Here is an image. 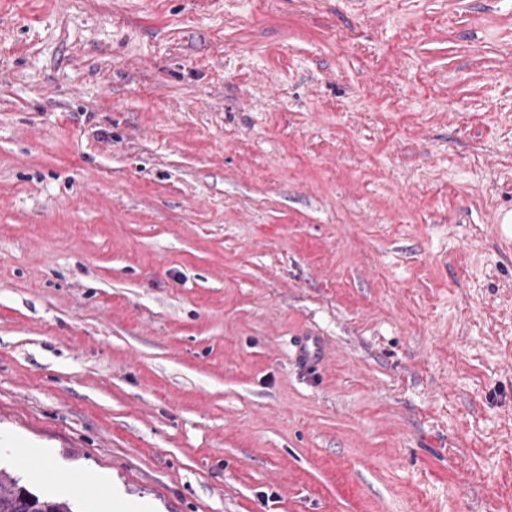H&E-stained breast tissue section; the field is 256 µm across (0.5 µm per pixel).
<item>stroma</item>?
<instances>
[{
    "label": "stroma",
    "mask_w": 512,
    "mask_h": 512,
    "mask_svg": "<svg viewBox=\"0 0 512 512\" xmlns=\"http://www.w3.org/2000/svg\"><path fill=\"white\" fill-rule=\"evenodd\" d=\"M0 436L74 512H512V0H0ZM82 493L90 496L97 506L96 512H140L129 510L136 508L126 505V498L118 491L112 489L108 482L101 480L95 475H85L82 478Z\"/></svg>",
    "instance_id": "35a3bbf8"
}]
</instances>
